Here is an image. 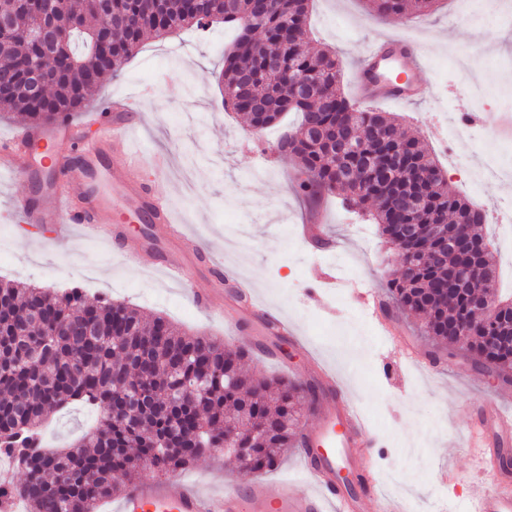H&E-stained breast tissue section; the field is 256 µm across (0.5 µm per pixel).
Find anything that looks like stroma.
Instances as JSON below:
<instances>
[{"mask_svg": "<svg viewBox=\"0 0 512 512\" xmlns=\"http://www.w3.org/2000/svg\"><path fill=\"white\" fill-rule=\"evenodd\" d=\"M310 25L312 44L336 56L339 86L350 98L366 47L382 37L416 41L430 99L374 100L371 108L417 130L453 191L490 214L512 210V179L474 180L485 156L512 149V135L493 131L479 141L451 143L442 132L449 109L479 127L491 115L512 113V41L488 47L512 33V0H477L472 12L465 0H438L428 14L403 17L376 15L366 0H313ZM235 36L217 23L202 35L187 30L147 39L119 75L101 80L86 107L95 109L115 95L139 96L135 145L144 156L163 153L171 163L156 191L171 194L180 221L224 268L253 280L260 303L294 322L296 336L283 344L287 364L255 354L245 359V369L258 379L294 381L317 364L335 371L379 437L370 465L382 486L400 489L407 512H463L485 476L474 449L462 446L460 432L478 407L494 402L512 413V385L493 383L459 353L430 361L432 340L410 312L391 301L386 309L395 336H383L342 288L349 280L383 294L400 267L399 252L369 215L333 196L297 194L295 157L285 151L265 155L251 140L245 116L222 108L219 74ZM50 176L44 162L24 178H0V279L56 290L76 286L87 298L106 295L144 316H166L187 333L251 347L250 331L225 328V296H215L212 310L197 309L189 294L155 270L152 255L130 259L101 242L24 223L25 200L51 203L44 190ZM313 213L321 217L330 249L309 247L297 235L298 225ZM94 418L90 408L71 405L53 416L46 439L68 445ZM440 466L452 471V482L438 481ZM180 477L209 495L251 479L225 467L220 454L200 458Z\"/></svg>", "mask_w": 512, "mask_h": 512, "instance_id": "1", "label": "stroma"}]
</instances>
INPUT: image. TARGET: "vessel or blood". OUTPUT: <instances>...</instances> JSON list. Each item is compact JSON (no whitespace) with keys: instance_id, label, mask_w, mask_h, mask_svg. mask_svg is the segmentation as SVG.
<instances>
[{"instance_id":"1","label":"vessel or blood","mask_w":512,"mask_h":512,"mask_svg":"<svg viewBox=\"0 0 512 512\" xmlns=\"http://www.w3.org/2000/svg\"><path fill=\"white\" fill-rule=\"evenodd\" d=\"M420 58V47L414 40L392 37L373 42L364 51L356 71L358 92L394 103L427 98L429 91L419 77ZM138 116L139 108L132 99L116 96L103 108L87 113L80 123L62 119L46 129L21 130L0 143V172L14 177L23 174L34 142L59 138L75 141L80 139L84 127L99 126L100 139L83 145L78 161L64 157L54 160L53 166L65 187L55 192L52 205H29L25 220L49 225L57 234L71 229L84 238L125 248L124 232L113 226L111 207L101 200L96 177L102 158L109 156L113 142H120L122 155L113 160L112 170L126 206L140 219L158 227L155 234L141 237L140 247L154 255L156 266L168 279L184 285L188 282L185 266L165 251L164 243L175 239L183 251L193 253L199 247L183 225L176 223L171 204L137 176L143 158L132 147L129 132ZM72 186L81 189L80 198L69 194ZM232 293L253 316L262 333L290 332L288 319L259 304L249 282L237 281ZM322 378L328 406L301 436L302 445L297 450L303 462L301 481L283 480L273 491L265 481L255 480L214 496L165 481L147 489L129 490L120 500L118 512H363L369 499L377 501L378 512H406L403 500L382 494L377 475L365 469L367 450L374 437L364 413L352 405L334 374L326 372ZM466 435L478 448L482 463L493 473L492 480L469 503L468 512H512V471L502 465L503 457L512 451V414L503 413L497 405H488L477 412ZM340 468L363 473L364 489L349 490L339 484L336 471Z\"/></svg>"}]
</instances>
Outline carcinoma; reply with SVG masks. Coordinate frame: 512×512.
I'll use <instances>...</instances> for the list:
<instances>
[{"label": "carcinoma", "mask_w": 512, "mask_h": 512, "mask_svg": "<svg viewBox=\"0 0 512 512\" xmlns=\"http://www.w3.org/2000/svg\"><path fill=\"white\" fill-rule=\"evenodd\" d=\"M112 29L108 51L99 47L97 0H67L81 26L58 41L47 92L35 98L24 64L44 56L40 45L17 32L36 16L24 0H0L11 12L13 34H0V114L17 113L34 127L81 110L94 87L130 60L148 36L214 23L238 27L224 54V109L247 115L251 132L300 114L296 130L279 148L300 163L296 189L343 196L350 209L373 200L374 220L403 257L398 278L386 293L423 322L434 354L454 355L456 329L476 315L487 295L497 296L495 268L483 236L482 211L448 189L442 169L415 133L373 108L337 92L339 64L331 53L306 51L311 0H109ZM434 0H368L381 15L421 14ZM265 41L257 43L254 33ZM279 48L278 69L268 67L271 46ZM301 78L318 88L307 101L288 97V81ZM349 147L336 155V145ZM393 145L402 164L388 165L383 143ZM452 225L460 239L481 244L472 256L469 283L448 287L455 251L432 224ZM474 320L466 351L477 369L512 381V300ZM159 332L166 345L155 349ZM249 350L218 338L188 335L163 316L151 320L108 297L87 299L72 288L51 292L0 280V458L22 471V482H0L3 499H20L27 512H97L119 490L113 476L134 478L143 460L153 470L175 473L224 443L235 431L249 444L257 469L276 468L285 448L300 445L298 405L312 406L321 390L313 382L283 377L255 380L243 372ZM71 404L97 413L95 424L70 447H44L49 417Z\"/></svg>", "instance_id": "cac0c4a2"}]
</instances>
